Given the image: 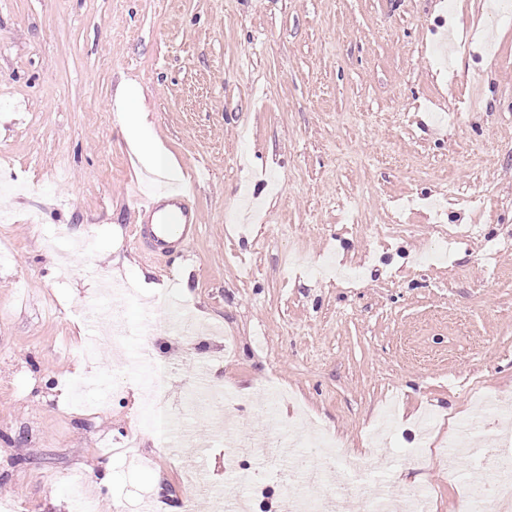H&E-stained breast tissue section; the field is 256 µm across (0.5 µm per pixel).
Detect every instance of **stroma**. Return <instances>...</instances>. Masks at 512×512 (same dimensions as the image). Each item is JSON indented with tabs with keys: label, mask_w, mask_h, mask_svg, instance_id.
Returning a JSON list of instances; mask_svg holds the SVG:
<instances>
[{
	"label": "stroma",
	"mask_w": 512,
	"mask_h": 512,
	"mask_svg": "<svg viewBox=\"0 0 512 512\" xmlns=\"http://www.w3.org/2000/svg\"><path fill=\"white\" fill-rule=\"evenodd\" d=\"M498 0H0V503L19 512H138L183 473L133 401L207 367L164 330L176 306L235 340L225 403L240 429L297 418L365 458L393 494L466 486L433 451L465 420L489 443L512 395V17ZM171 176L149 177L117 121ZM179 188L199 211L188 257L132 242L136 192ZM129 285L103 296L100 273ZM162 281L157 297L142 276ZM125 333L109 336V309ZM86 378L74 395L69 382ZM140 421L152 457L106 454ZM425 447L424 469L409 467ZM108 466L97 493L84 476ZM131 145L143 155L150 163L151 167L164 171L169 167V160L162 151L159 143L156 141L147 142L131 136Z\"/></svg>",
	"instance_id": "obj_1"
}]
</instances>
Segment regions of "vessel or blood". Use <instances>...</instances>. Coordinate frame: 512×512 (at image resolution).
Wrapping results in <instances>:
<instances>
[{
	"label": "vessel or blood",
	"instance_id": "1",
	"mask_svg": "<svg viewBox=\"0 0 512 512\" xmlns=\"http://www.w3.org/2000/svg\"><path fill=\"white\" fill-rule=\"evenodd\" d=\"M138 222L133 227L140 253L155 259L185 254L187 245L200 229L196 211L186 204L183 191L165 195L141 194L137 197Z\"/></svg>",
	"mask_w": 512,
	"mask_h": 512
}]
</instances>
